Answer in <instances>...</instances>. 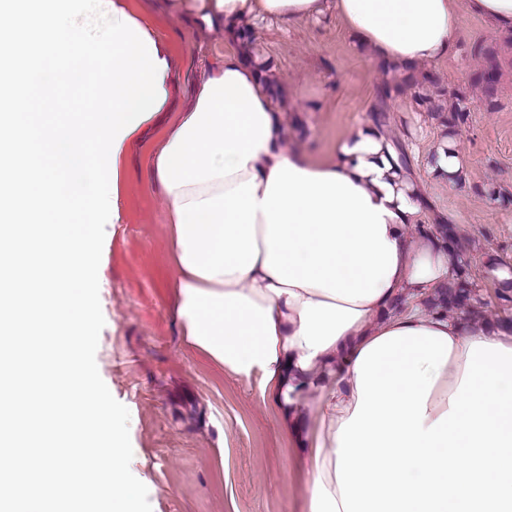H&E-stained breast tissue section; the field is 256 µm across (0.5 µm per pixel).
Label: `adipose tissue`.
<instances>
[{"instance_id":"adipose-tissue-1","label":"adipose tissue","mask_w":512,"mask_h":512,"mask_svg":"<svg viewBox=\"0 0 512 512\" xmlns=\"http://www.w3.org/2000/svg\"><path fill=\"white\" fill-rule=\"evenodd\" d=\"M183 13L226 45L150 170L190 346L259 375L307 453L310 512H512V329L427 308L457 258L420 230L427 199L393 141L369 122L323 156L294 147L239 39L333 14L393 87L455 57L464 14L512 36V0H185Z\"/></svg>"}]
</instances>
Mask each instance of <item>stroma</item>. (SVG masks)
<instances>
[{"mask_svg":"<svg viewBox=\"0 0 512 512\" xmlns=\"http://www.w3.org/2000/svg\"><path fill=\"white\" fill-rule=\"evenodd\" d=\"M136 21L158 41L180 42L169 61L171 84L162 112L124 145L121 220L107 224L99 266L105 325L96 353L101 378L130 413V469L148 489L152 512H309V488L298 450L283 431L259 377L224 373L192 349L172 315L177 271L169 259L166 204L148 182L149 146L194 100V55L223 50L224 36L189 25L169 0H131ZM457 56L418 67L416 84L393 101L387 136L400 142L431 203L427 218L444 217L458 232L461 255L485 316L512 311V288L499 299L484 263L512 266V43L476 17ZM252 48L282 83L277 102L295 146L315 155L339 145L369 120L384 73L368 48L329 16L289 28L265 21L251 28ZM500 63L494 97L477 80L486 65L475 45ZM464 95L470 109L447 138L437 108ZM434 108L426 110L422 98ZM454 141L465 170L448 185L431 171L436 151Z\"/></svg>","mask_w":512,"mask_h":512,"instance_id":"35a3bbf8","label":"stroma"}]
</instances>
